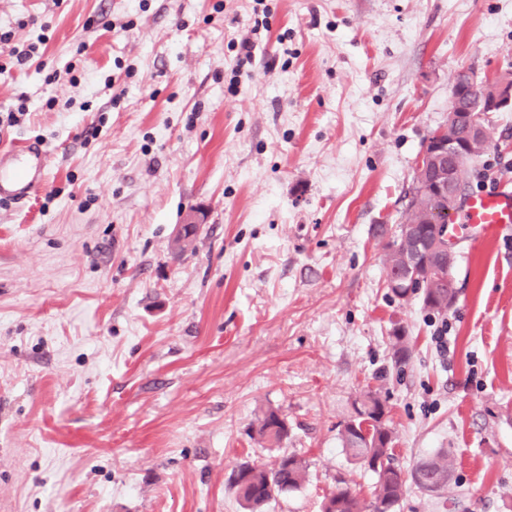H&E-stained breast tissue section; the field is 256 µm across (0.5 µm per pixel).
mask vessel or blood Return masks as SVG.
Returning <instances> with one entry per match:
<instances>
[{
	"label": "vessel or blood",
	"mask_w": 512,
	"mask_h": 512,
	"mask_svg": "<svg viewBox=\"0 0 512 512\" xmlns=\"http://www.w3.org/2000/svg\"><path fill=\"white\" fill-rule=\"evenodd\" d=\"M48 175L47 153L26 143L0 152V202L21 201L35 194ZM463 220L480 232H497L512 226V188L468 194L463 200Z\"/></svg>",
	"instance_id": "vessel-or-blood-1"
}]
</instances>
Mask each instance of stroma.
<instances>
[{"mask_svg": "<svg viewBox=\"0 0 512 512\" xmlns=\"http://www.w3.org/2000/svg\"><path fill=\"white\" fill-rule=\"evenodd\" d=\"M4 31L0 113L27 114L0 149L51 164L0 205V512H243L270 407L309 479L263 512H319L340 477L369 503L338 439L368 388L403 470L454 459L447 498L393 512H512V229L454 233L444 318L392 295L375 234L457 72L512 74V0H0ZM487 119L476 191L512 185V109Z\"/></svg>", "mask_w": 512, "mask_h": 512, "instance_id": "1", "label": "stroma"}]
</instances>
